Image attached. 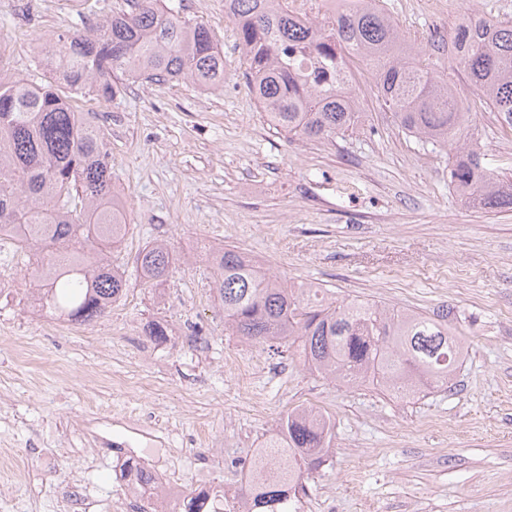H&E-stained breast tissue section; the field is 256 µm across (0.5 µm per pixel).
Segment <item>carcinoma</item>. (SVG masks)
Wrapping results in <instances>:
<instances>
[{
  "instance_id": "obj_1",
  "label": "carcinoma",
  "mask_w": 512,
  "mask_h": 512,
  "mask_svg": "<svg viewBox=\"0 0 512 512\" xmlns=\"http://www.w3.org/2000/svg\"><path fill=\"white\" fill-rule=\"evenodd\" d=\"M127 2V10L82 34L41 44L45 83L0 71V224L25 227L18 243L42 282L40 310L77 324L104 317L125 295V272L109 252L128 224L104 137L71 104L72 94L111 100L121 76L188 81L204 90L224 85V51L208 28L166 0ZM224 13L274 129L306 143L359 133L368 113L339 76L363 65L397 128L424 151L448 150V184L461 200L512 209V169L484 167L471 105L457 82L464 77L479 92L475 105L512 128V21L458 19L448 29L453 52L445 62L409 43L381 0H359L322 19L295 11L289 0H224ZM209 260L230 335L281 354L295 346L322 378L403 401L453 384L465 345L448 328V314L338 299L328 288L286 281L230 245L211 251ZM171 262L158 242L136 258L143 277L156 284ZM144 333L163 342L168 325L153 320ZM280 428L282 436L241 467V509L232 512H297L290 503L330 460L333 422L323 412L295 407ZM207 498L191 492L175 508L208 512Z\"/></svg>"
}]
</instances>
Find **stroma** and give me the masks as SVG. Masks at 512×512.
Masks as SVG:
<instances>
[{
    "label": "stroma",
    "mask_w": 512,
    "mask_h": 512,
    "mask_svg": "<svg viewBox=\"0 0 512 512\" xmlns=\"http://www.w3.org/2000/svg\"><path fill=\"white\" fill-rule=\"evenodd\" d=\"M227 63L223 88L123 79L111 100L76 96L104 136L128 234L112 253L129 288L109 313L77 325L32 307L28 255L0 244V512H62L81 477L89 512H115L122 435L133 412L179 451L185 489L237 487L221 450L244 455L311 406L335 424L333 456L314 472L299 512H512V210L467 206L448 185V153H424L377 98L356 88L367 131L332 144L290 141L251 92L224 0H184ZM419 42L461 9L512 20V0H383ZM126 0H0V68L39 80L36 52L59 33L125 8ZM484 162L512 167V129L478 111ZM163 242L174 263L159 290L136 255ZM233 245L287 280L312 282L429 313H448L466 342L454 389L408 403L312 375L224 329L212 247ZM168 323L166 341L144 336Z\"/></svg>",
    "instance_id": "stroma-1"
}]
</instances>
